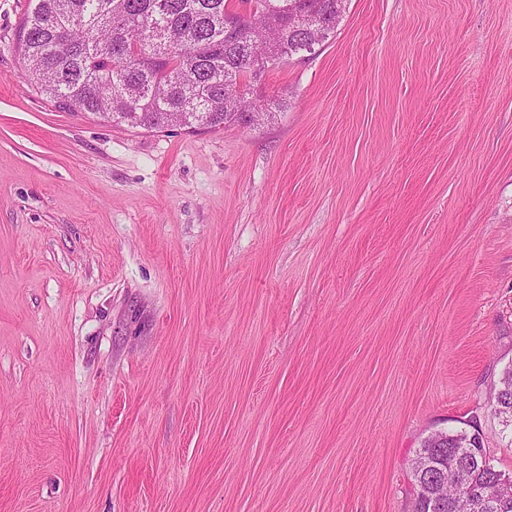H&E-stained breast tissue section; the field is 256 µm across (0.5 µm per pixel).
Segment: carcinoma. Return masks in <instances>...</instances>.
<instances>
[{"mask_svg": "<svg viewBox=\"0 0 512 512\" xmlns=\"http://www.w3.org/2000/svg\"><path fill=\"white\" fill-rule=\"evenodd\" d=\"M251 12L230 0H33L17 36V50L38 91L68 112L138 119L135 128L217 129L247 125L249 113L280 112V98L257 101L251 87L274 66L315 53L336 32L347 0H250ZM490 397L512 426V368ZM449 431L437 459L448 495L454 470H470L475 486L493 465L479 440L462 444Z\"/></svg>", "mask_w": 512, "mask_h": 512, "instance_id": "cac0c4a2", "label": "carcinoma"}]
</instances>
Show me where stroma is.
Wrapping results in <instances>:
<instances>
[{
    "label": "stroma",
    "instance_id": "stroma-1",
    "mask_svg": "<svg viewBox=\"0 0 512 512\" xmlns=\"http://www.w3.org/2000/svg\"><path fill=\"white\" fill-rule=\"evenodd\" d=\"M0 0V512H408L512 366V0H348L251 126L116 127Z\"/></svg>",
    "mask_w": 512,
    "mask_h": 512
}]
</instances>
